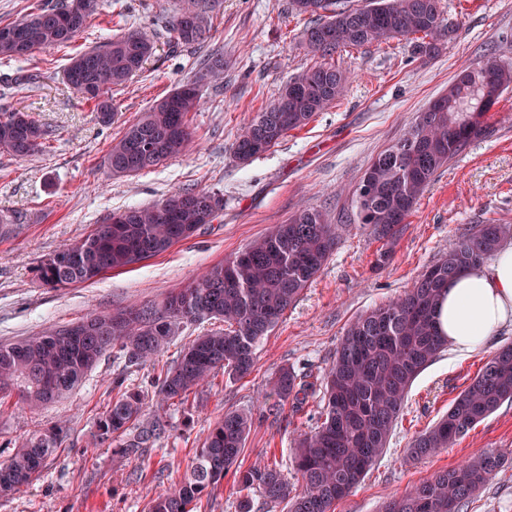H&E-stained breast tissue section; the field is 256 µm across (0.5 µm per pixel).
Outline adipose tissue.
I'll use <instances>...</instances> for the list:
<instances>
[{
	"label": "adipose tissue",
	"instance_id": "obj_1",
	"mask_svg": "<svg viewBox=\"0 0 512 512\" xmlns=\"http://www.w3.org/2000/svg\"><path fill=\"white\" fill-rule=\"evenodd\" d=\"M512 322V246L495 260L449 282L438 309V323L449 347L469 350Z\"/></svg>",
	"mask_w": 512,
	"mask_h": 512
}]
</instances>
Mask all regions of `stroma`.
<instances>
[{"instance_id":"35a3bbf8","label":"stroma","mask_w":512,"mask_h":512,"mask_svg":"<svg viewBox=\"0 0 512 512\" xmlns=\"http://www.w3.org/2000/svg\"><path fill=\"white\" fill-rule=\"evenodd\" d=\"M178 0H99L85 30L68 46L27 60L0 59V78L40 73L39 82L13 87L10 107L60 130L52 151L17 159L0 151V342H13L74 323L93 311L119 310L160 300L205 270L240 252L299 206L329 217L349 212L351 192L371 160L394 143L415 114L447 89L465 66L485 56L512 64V0H442L457 24L454 40L424 62L412 41L337 52L351 73L335 106L293 130L263 155L242 164L233 145L242 126L278 95L288 79L317 64L300 43L307 17L285 14V0H224L203 52L224 56V82L201 91L190 113L194 146L186 154L133 177L110 176L103 159L126 124L192 76L200 53L173 49L159 37L154 55L124 89L113 93L111 125L98 124L84 97L63 77L71 55L121 34L127 20L161 23ZM490 133L440 169L406 226L378 266L382 242L359 224L336 227L333 255L314 282L259 343L250 375L215 373L187 403L169 401L168 431L139 456L96 443L98 420L116 379L153 398L151 379L173 364L189 338L219 328L216 320L183 329L154 363L126 373L106 353L69 395L33 410L18 398L0 406V462L35 430L65 425L68 436L31 485L0 496V512H148L151 501L180 481L210 425L228 411L253 416L240 457L243 466L276 458L285 472L291 441L311 430L319 397L302 409L279 403L271 381L281 368L321 382L349 324L367 309L401 295L435 263L454 235L474 224H512V90L489 114ZM179 189L209 190L222 207L212 224L167 251L109 270L71 288H49L37 268L49 253L86 236L112 213L153 204ZM512 343V324L469 351L445 349L414 381L383 457L336 506V512H382L385 501L409 491L434 471L493 448L505 454L501 470L462 512H512V403L478 423L454 447L414 459L410 439L436 422L487 357Z\"/></svg>"}]
</instances>
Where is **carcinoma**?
<instances>
[{
    "mask_svg": "<svg viewBox=\"0 0 512 512\" xmlns=\"http://www.w3.org/2000/svg\"><path fill=\"white\" fill-rule=\"evenodd\" d=\"M222 0H181L165 18L167 39L176 47L200 48L214 28ZM97 0H52L18 20L0 26V59H17L71 43L85 29ZM286 11L309 16L302 33L305 47L323 58L345 48L378 46L400 37L416 42L423 60L433 58L452 38L440 0H287ZM156 33L149 26L130 25L99 47L69 58L65 77L72 87L99 89L86 97L96 120L112 124V92L124 87L155 50ZM468 78L448 86L441 96L454 106L427 107L416 113L403 135L376 155L362 180L371 183V205L352 200L347 222L365 224L375 239L392 243L435 173L459 156L473 140L488 134L487 113L476 108L490 76L502 90L512 87V65L494 57L483 66L461 71ZM224 77V57L212 55L193 79L154 102L130 123L112 144L105 164L115 176L153 169L192 145L187 117L200 107V92ZM348 75L332 63L306 68L291 77L276 100L257 113L234 144L244 163L274 147L285 135L308 124L314 115L341 98ZM56 129L27 112H0V149L16 158L44 153ZM216 193L176 190L146 207H132L95 225L83 239L62 247L38 266L49 288H68L102 273L99 262L120 269L155 256L190 237L218 217ZM512 237L511 224H474L448 243V250L418 275L410 288L390 303L357 317L341 338L324 376L323 407L316 426L295 438L290 458L301 481H288L282 467L260 460L243 469L238 464L253 419L231 411L215 422L197 449L187 474L155 498L150 512H194L205 493L228 475L244 493L238 512H251L247 492L258 490L267 503L286 512H336L343 500L385 453L408 393L418 375L446 348L435 311L448 281L484 264ZM336 247V225L314 208L298 210L285 224H275L235 256L215 265L197 281L159 301L136 308L98 311L92 321L95 339L64 336L57 327L38 336L0 343V404L13 395L30 408L51 403L77 387L110 350L123 353L125 368L139 369L153 361L180 329L201 319H217L224 328L186 343L177 360L153 377L157 404L179 399L222 370L242 379L254 367L255 350L301 292L318 275ZM99 421L98 441L119 440L127 456L142 454L165 436L166 423L156 418L142 424L145 397L121 390ZM278 401L303 404L315 393L286 367L273 381ZM512 403V343L490 354L477 375L458 394L448 412L412 437V458L451 448L477 423L502 404ZM66 429L35 431L0 462V494L30 485L62 447ZM503 454L484 449L462 464L433 473L410 491L390 498L383 512H461L462 506L498 472Z\"/></svg>",
    "mask_w": 512,
    "mask_h": 512,
    "instance_id": "carcinoma-1",
    "label": "carcinoma"
}]
</instances>
